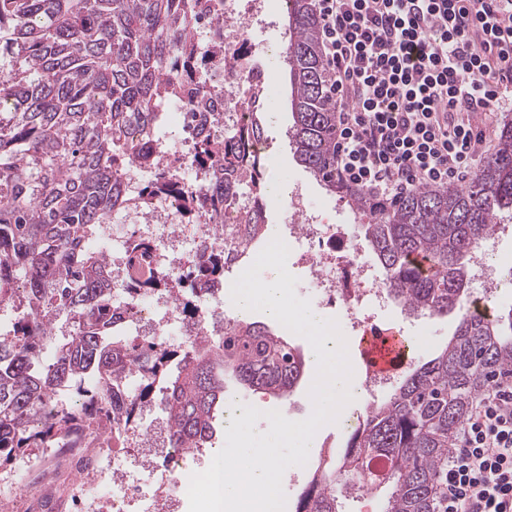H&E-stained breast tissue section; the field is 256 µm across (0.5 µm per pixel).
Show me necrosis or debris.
<instances>
[{
    "instance_id": "4bbe7bcc",
    "label": "necrosis or debris",
    "mask_w": 512,
    "mask_h": 512,
    "mask_svg": "<svg viewBox=\"0 0 512 512\" xmlns=\"http://www.w3.org/2000/svg\"><path fill=\"white\" fill-rule=\"evenodd\" d=\"M261 20V0H198L194 7L191 37L207 67L191 92H177L164 104L177 133L154 150L158 168L174 173L190 191L205 192L210 183L208 169L193 161L200 137L220 140L225 131L242 127L249 113L261 107L254 88H262L268 96L274 92L265 69L252 61L248 30ZM204 102L214 108L212 119L205 123L198 114ZM288 204L294 221L287 226L284 242L304 246L301 260L321 301L339 304L351 327L362 328L366 323L363 303L379 307L389 300L373 265L360 260L357 245L311 210L300 191H292ZM208 214V209L202 208L185 216L174 198L160 196L146 207L132 205L125 212V221L135 227L138 238L148 242L147 260L156 277L170 280L182 275L188 258L215 245ZM495 245V239H488L470 254V276L488 295L505 282L502 269L491 260ZM112 313L119 328L157 337L163 343L170 335L190 334L182 304L167 292L124 298L113 303ZM158 429L155 421L130 424L123 448L109 454L100 448L63 450L62 467L72 476L63 496L64 512H83L89 476L111 478L107 512H134L148 485L154 488L152 512H170L177 498L187 493L190 472L182 467L179 449L157 455Z\"/></svg>"
}]
</instances>
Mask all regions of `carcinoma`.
I'll return each instance as SVG.
<instances>
[{"mask_svg":"<svg viewBox=\"0 0 512 512\" xmlns=\"http://www.w3.org/2000/svg\"><path fill=\"white\" fill-rule=\"evenodd\" d=\"M192 0H0V462L36 459L56 444L86 448L92 417L112 422V445L154 386L168 447L189 452L215 436L224 408V372L245 389L286 400L306 362L266 324L224 321V335L165 348L153 336L112 335V274L101 226L124 211L123 176L149 165L163 119L157 106L196 51L187 44ZM285 80L296 160L326 192L365 216V241L384 270L389 295L409 315L458 313L448 346L415 368L381 403L368 407L338 463L323 466L296 512H340V499L389 485L384 512H439L454 435L471 404L512 369V312L487 319L463 309L469 257L504 212H512V120L497 131L495 154L464 188L420 187L382 201L350 186L336 170V115L316 0H286ZM241 135L201 139L195 158L213 171L218 208L248 174L261 192V158L241 153ZM166 191L185 211L193 193L166 174L139 192L141 203ZM245 244L264 235L259 209L244 217ZM129 293L163 282L146 270L141 241L130 244ZM224 252L209 253L180 278L190 291L224 278ZM66 334L53 351L55 322ZM137 372L138 392L117 406L114 388ZM389 461L379 475L370 462Z\"/></svg>","mask_w":512,"mask_h":512,"instance_id":"1","label":"carcinoma"}]
</instances>
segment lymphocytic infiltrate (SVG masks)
Returning <instances> with one entry per match:
<instances>
[{"label": "lymphocytic infiltrate", "instance_id": "lymphocytic-infiltrate-1", "mask_svg": "<svg viewBox=\"0 0 512 512\" xmlns=\"http://www.w3.org/2000/svg\"><path fill=\"white\" fill-rule=\"evenodd\" d=\"M336 169L382 199L464 180L512 91V0H317ZM440 512L512 502V374L477 399Z\"/></svg>", "mask_w": 512, "mask_h": 512}]
</instances>
